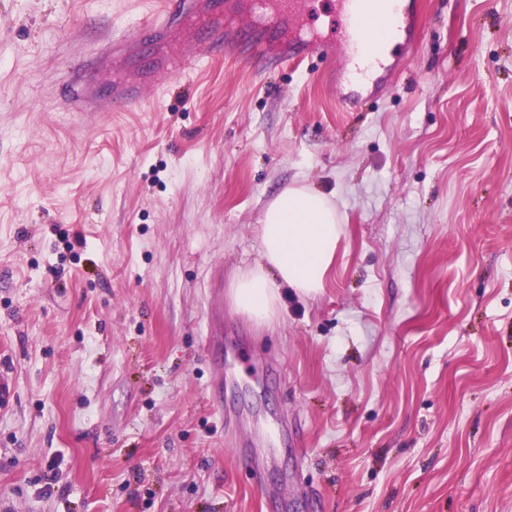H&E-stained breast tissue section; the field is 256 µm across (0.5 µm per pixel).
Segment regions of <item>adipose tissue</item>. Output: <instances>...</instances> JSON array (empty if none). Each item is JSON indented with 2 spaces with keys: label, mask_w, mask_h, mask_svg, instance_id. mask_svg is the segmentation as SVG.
I'll return each mask as SVG.
<instances>
[{
  "label": "adipose tissue",
  "mask_w": 512,
  "mask_h": 512,
  "mask_svg": "<svg viewBox=\"0 0 512 512\" xmlns=\"http://www.w3.org/2000/svg\"><path fill=\"white\" fill-rule=\"evenodd\" d=\"M343 234L342 219L329 196L306 186H286L267 207L259 227L261 262L231 283L235 308L267 323L281 309V286L302 297L318 294Z\"/></svg>",
  "instance_id": "1"
}]
</instances>
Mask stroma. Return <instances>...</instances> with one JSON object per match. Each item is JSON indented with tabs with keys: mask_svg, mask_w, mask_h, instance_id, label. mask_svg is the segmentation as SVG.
<instances>
[{
	"mask_svg": "<svg viewBox=\"0 0 512 512\" xmlns=\"http://www.w3.org/2000/svg\"><path fill=\"white\" fill-rule=\"evenodd\" d=\"M156 2L0 0V512H512V0H421L351 112L327 60L100 66ZM86 60L147 104L70 111ZM288 185L345 233L257 323L229 285Z\"/></svg>",
	"mask_w": 512,
	"mask_h": 512,
	"instance_id": "obj_1",
	"label": "stroma"
}]
</instances>
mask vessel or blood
<instances>
[{"label": "vessel or blood", "mask_w": 512, "mask_h": 512, "mask_svg": "<svg viewBox=\"0 0 512 512\" xmlns=\"http://www.w3.org/2000/svg\"><path fill=\"white\" fill-rule=\"evenodd\" d=\"M331 4V26L335 35L325 37L308 29L313 19L315 0H255L259 11L289 23L288 35L280 46L253 40L245 22L250 13H237V0H225V15L234 16L240 28L235 37L224 35L221 23L211 21L196 0H163L160 11L147 21L124 26L112 35V52L119 55L134 46L146 30L170 32L179 28L189 32L206 28L203 40L191 46L177 45L176 53L182 70H194L203 60L221 55L253 63L258 69L277 68L283 63L303 62L322 57L336 64V101L339 106L354 109L370 98L378 97L391 79L413 57L419 36L421 16L419 0H327ZM375 10L381 23L400 38L397 53L379 58L363 53L361 18L367 10ZM143 105L140 88L131 86L117 90L110 102L103 104L106 112H134Z\"/></svg>", "instance_id": "b4317fda"}]
</instances>
